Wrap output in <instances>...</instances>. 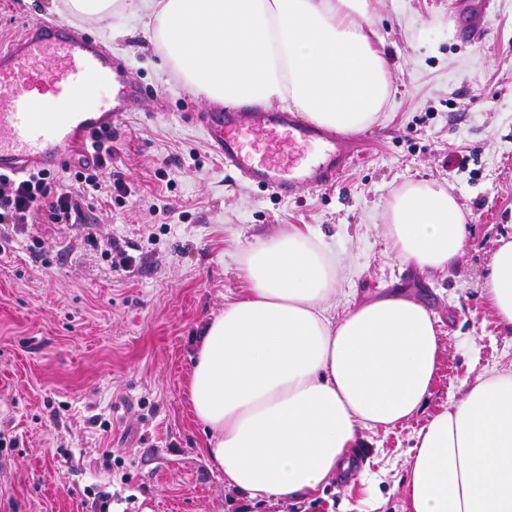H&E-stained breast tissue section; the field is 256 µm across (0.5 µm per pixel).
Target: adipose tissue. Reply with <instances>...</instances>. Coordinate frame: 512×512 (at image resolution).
<instances>
[{"instance_id": "ef3b65f1", "label": "adipose tissue", "mask_w": 512, "mask_h": 512, "mask_svg": "<svg viewBox=\"0 0 512 512\" xmlns=\"http://www.w3.org/2000/svg\"><path fill=\"white\" fill-rule=\"evenodd\" d=\"M100 21L139 18L196 97L227 108L282 107L339 133L374 125L392 73L368 0H65ZM402 263L454 267L466 246L455 197L407 184L383 213ZM247 293L197 333L188 380L204 455L245 500L293 503L350 467L362 428L389 429L427 402L440 331L426 307L382 294L333 319L337 269L309 228L245 250ZM483 292L512 333V240L496 250ZM416 432L406 512H512V370L481 372Z\"/></svg>"}]
</instances>
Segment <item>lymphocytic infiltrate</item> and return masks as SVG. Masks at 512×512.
<instances>
[{
    "mask_svg": "<svg viewBox=\"0 0 512 512\" xmlns=\"http://www.w3.org/2000/svg\"><path fill=\"white\" fill-rule=\"evenodd\" d=\"M112 156V134L106 131L94 134L87 150L79 153L71 177L50 170L15 177L0 175V253H5L12 241V228L23 226L33 212L44 209L54 223L84 224L88 244L101 247L104 254H117L122 263H129L130 257L119 240L99 241L82 210L85 194L106 187Z\"/></svg>",
    "mask_w": 512,
    "mask_h": 512,
    "instance_id": "f902f5d3",
    "label": "lymphocytic infiltrate"
}]
</instances>
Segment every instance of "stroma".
<instances>
[{"label": "stroma", "mask_w": 512, "mask_h": 512, "mask_svg": "<svg viewBox=\"0 0 512 512\" xmlns=\"http://www.w3.org/2000/svg\"><path fill=\"white\" fill-rule=\"evenodd\" d=\"M393 72L391 108L359 132L364 160L333 186L281 199L225 169L198 113L147 35L109 41L113 15L85 22L62 0H0V47L45 18L106 42L143 83L139 111L112 131V176L126 192L87 199L99 238L132 244L112 267L81 233L33 213L0 255V512H402L409 450L428 415L483 370L512 369L481 288L512 234V0L463 18L456 0H371ZM420 25H411V18ZM436 181L468 215L465 252L427 275L401 263L384 231L392 194ZM339 268L333 315L399 290L441 334V367L421 414L360 429L348 475L301 501L251 504L212 471L187 380L193 333L249 284L240 254L291 225ZM40 257H33V243Z\"/></svg>", "instance_id": "35a3bbf8"}]
</instances>
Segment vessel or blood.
<instances>
[{"mask_svg": "<svg viewBox=\"0 0 512 512\" xmlns=\"http://www.w3.org/2000/svg\"><path fill=\"white\" fill-rule=\"evenodd\" d=\"M45 58L54 62L45 80L55 97L73 96L96 78L111 84V107L37 117L25 93L36 63ZM147 93L95 36L50 19L26 26L0 48V100L9 102L0 109V174L62 169L68 154L84 150L95 132L136 111ZM200 123L225 168L283 198L305 185L336 184L364 156L361 142L344 143L337 132L305 125L294 112H206Z\"/></svg>", "mask_w": 512, "mask_h": 512, "instance_id": "vessel-or-blood-1", "label": "vessel or blood"}]
</instances>
